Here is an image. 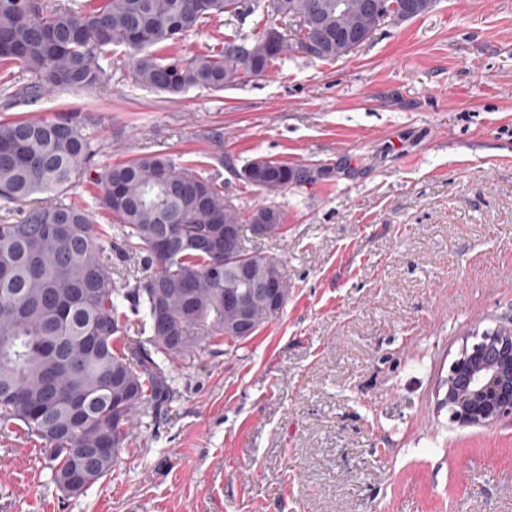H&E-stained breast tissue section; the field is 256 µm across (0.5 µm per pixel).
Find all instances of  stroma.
<instances>
[{"mask_svg": "<svg viewBox=\"0 0 512 512\" xmlns=\"http://www.w3.org/2000/svg\"><path fill=\"white\" fill-rule=\"evenodd\" d=\"M111 72L37 98L15 73L0 117L93 113L100 166L166 153L246 213L265 201L238 177L249 161L305 170L274 199L283 231L247 240L290 294L248 340L171 364V405L83 494L24 428L0 430V512H512V414L461 427L443 403L466 336L512 323V0H436L346 56L297 49L219 92L135 85L120 53Z\"/></svg>", "mask_w": 512, "mask_h": 512, "instance_id": "obj_1", "label": "stroma"}]
</instances>
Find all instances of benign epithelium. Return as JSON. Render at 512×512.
Instances as JSON below:
<instances>
[{
  "label": "benign epithelium",
  "mask_w": 512,
  "mask_h": 512,
  "mask_svg": "<svg viewBox=\"0 0 512 512\" xmlns=\"http://www.w3.org/2000/svg\"><path fill=\"white\" fill-rule=\"evenodd\" d=\"M444 400L450 419L485 426L512 414V327L484 332L449 369Z\"/></svg>",
  "instance_id": "1"
}]
</instances>
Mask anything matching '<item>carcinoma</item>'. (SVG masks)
<instances>
[{
  "label": "carcinoma",
  "instance_id": "1",
  "mask_svg": "<svg viewBox=\"0 0 512 512\" xmlns=\"http://www.w3.org/2000/svg\"><path fill=\"white\" fill-rule=\"evenodd\" d=\"M244 0H0V82L14 70L29 75L25 93L56 88L103 90L112 53L124 49L132 81L171 96L204 87L222 91L263 77L289 51L284 34L265 28L247 41L224 39L217 51L190 58L160 53L202 23L241 13ZM405 20L429 13L435 0H384ZM250 10L297 21V44L311 54L345 55L339 35L366 37L384 24L379 13H336V0H254ZM96 124L80 112L49 118L0 119V209L22 211L0 224V428L18 421L45 444L52 480L78 496L114 470L139 418L172 397L166 363L189 362L195 351L224 337L244 342L224 296L241 299L255 324L273 318L258 288L279 275L283 301L290 288L279 261L249 248L228 255L200 241L224 225L273 228L283 211L261 204L244 214L224 187L194 166L163 153H145L94 169ZM260 193L277 195L304 178L301 169L258 157L239 172ZM85 180L98 190L126 253L149 272L131 287H112L102 260L104 235L89 209L66 199ZM149 325L145 342L123 340L124 303ZM107 446L92 458L88 477L73 471L81 450Z\"/></svg>",
  "mask_w": 512,
  "mask_h": 512
}]
</instances>
